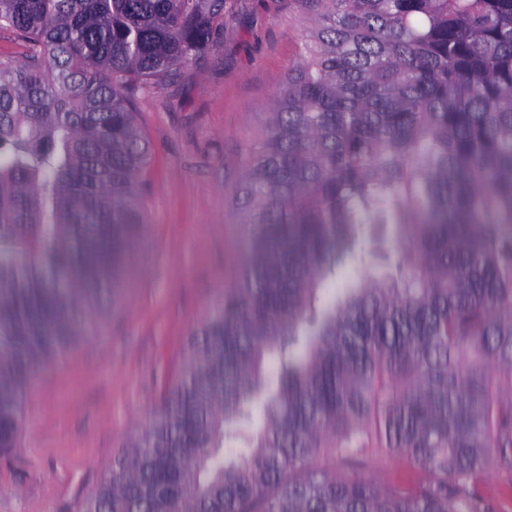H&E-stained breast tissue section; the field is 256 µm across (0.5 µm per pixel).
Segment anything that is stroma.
<instances>
[{
	"instance_id": "obj_1",
	"label": "stroma",
	"mask_w": 512,
	"mask_h": 512,
	"mask_svg": "<svg viewBox=\"0 0 512 512\" xmlns=\"http://www.w3.org/2000/svg\"><path fill=\"white\" fill-rule=\"evenodd\" d=\"M311 25L301 0H226L210 47L137 90L153 151L144 226L102 331L31 381L19 444L0 458V512H78L149 425L189 331L235 281L248 237L235 193ZM480 492L493 512H512V468L494 466Z\"/></svg>"
}]
</instances>
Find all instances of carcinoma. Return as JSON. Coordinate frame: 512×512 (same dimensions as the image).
<instances>
[{
  "label": "carcinoma",
  "instance_id": "obj_1",
  "mask_svg": "<svg viewBox=\"0 0 512 512\" xmlns=\"http://www.w3.org/2000/svg\"><path fill=\"white\" fill-rule=\"evenodd\" d=\"M301 60L236 204L250 244L151 423L80 512H488L512 467V0H301ZM224 0H0V455L27 384L114 303L151 161L129 87ZM368 224H407L379 273ZM353 264L339 306L321 284ZM263 423L250 428L252 405ZM247 457L224 462V444ZM402 458L384 484L349 467ZM25 54L26 49L20 47L18 39L12 33L0 32V60L22 64L26 60ZM512 468L495 465L482 477L480 492L485 502L493 507L490 512H512Z\"/></svg>",
  "mask_w": 512,
  "mask_h": 512
}]
</instances>
